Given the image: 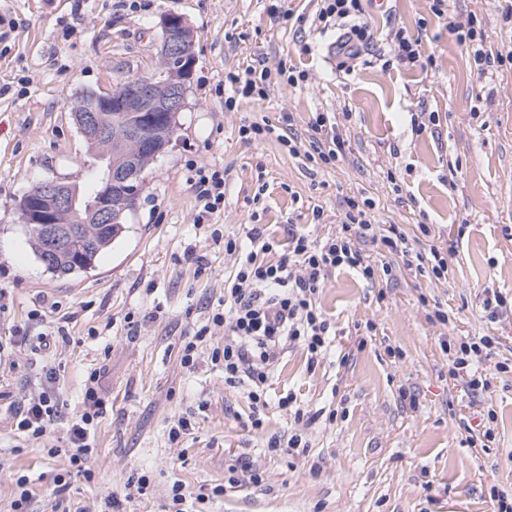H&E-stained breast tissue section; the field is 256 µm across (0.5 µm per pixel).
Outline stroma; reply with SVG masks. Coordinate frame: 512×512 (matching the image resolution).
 <instances>
[{"mask_svg":"<svg viewBox=\"0 0 512 512\" xmlns=\"http://www.w3.org/2000/svg\"><path fill=\"white\" fill-rule=\"evenodd\" d=\"M6 5L21 26L0 55V85L22 75L30 83L23 95L0 97V290L9 301L0 336L25 330L38 314L42 331L62 325L69 340L48 348L34 335L0 358V512H8L20 475L40 512L53 476L66 467L42 448L17 447L10 428L13 405L46 366L55 368L69 410L79 408L94 369L108 401L94 435L95 478L72 481L71 512H96L141 468L154 474L153 493L128 508L156 512L173 481L223 484L244 455L262 471V485L226 487L210 512H494V492L512 495V371L473 398L462 381L449 380L440 346L444 336L495 333L505 339L499 359H512V316L491 324L482 309L485 290H512V67L477 77L448 31L449 22L474 14L492 46L512 43V25L490 0H448L442 19L432 0H374L366 16L373 53H389L390 31L404 27L419 34L422 55L436 64L386 70L376 62L349 74L337 71L328 51L335 29L310 23L316 0H154L138 14L116 10L113 0ZM168 12L186 18L196 52L173 142L148 170L126 234L93 270L53 277L28 245L17 201L42 179L89 178L88 145L71 117L76 99L153 72ZM304 43L311 53H301ZM258 60L309 78L295 87L276 79L267 99L226 108L225 73ZM424 110L439 116L434 131L412 122ZM319 112L351 115L343 129L350 152L327 167L304 164L276 137L247 142L238 134L249 118L278 127L290 114L303 128ZM214 165L228 171L224 209L199 225L193 176ZM258 193L260 212L252 202ZM363 194L374 198L380 223L405 226L415 249L448 251V276L435 284L400 266L369 283L332 272L319 296L335 330L330 351L311 365L301 347L287 349L267 383L273 394L294 391L313 422L300 429L271 407L260 414L262 428L252 429L247 400L225 387L207 355L192 369L180 363L184 341L206 323L231 271L213 236L257 222L280 240L291 222L319 239L335 233L342 197ZM316 207L324 212L318 224ZM435 301L451 324L430 322ZM129 313L140 319L133 336ZM484 407L497 413L495 439L473 448L467 427ZM180 415L193 430L174 445L170 421ZM297 431L306 454L269 452L271 439Z\"/></svg>","mask_w":512,"mask_h":512,"instance_id":"stroma-1","label":"stroma"}]
</instances>
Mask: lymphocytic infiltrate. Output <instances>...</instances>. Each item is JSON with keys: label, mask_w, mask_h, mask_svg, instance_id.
<instances>
[{"label": "lymphocytic infiltrate", "mask_w": 512, "mask_h": 512, "mask_svg": "<svg viewBox=\"0 0 512 512\" xmlns=\"http://www.w3.org/2000/svg\"><path fill=\"white\" fill-rule=\"evenodd\" d=\"M368 0H317L315 20L323 27L335 28L333 43L336 69L352 72L364 61L372 47L374 35L365 22ZM456 41L465 47L472 69L477 76L488 74L493 64H512V46L495 49L488 45L482 24L476 16L466 22L448 25ZM271 74L264 67L249 65L230 72L224 83L232 90L226 105H235L237 97L266 99ZM277 135L289 154L304 155L309 162L329 165L344 159L347 141L335 117L317 113L309 121L306 136L296 131L278 133L276 126L265 120H247L239 128L241 139L262 140ZM227 171L223 168L198 169L194 180L197 214L196 223H211L224 208ZM345 211L337 223L335 234L315 240L289 225L288 250L279 259H272L275 244L265 238L260 225L248 227L244 236L224 239V253L233 261V271L224 281V295L218 300L207 324L185 342L180 363L195 366L198 347L223 330L224 342L212 348L211 363L221 365L224 385L244 390L252 411L268 406L267 381L272 365L290 346L307 350L310 360H317L329 345L331 324L317 305L318 295L328 276L339 269L356 271L363 279L375 278V268L367 260L363 245L370 242L388 255L400 259L405 267L416 269L435 280L444 279L448 261L437 248L419 252L411 248L406 232L396 224L382 225L376 218L374 199L349 196L344 200ZM498 336L451 337L441 341L448 351V376L464 379L472 394L489 391L495 373L506 372L500 362L495 372H487L485 363L500 349ZM99 371L90 372L84 383L81 406L66 412L58 392V377L51 368H44L36 388L12 410V425L24 443L37 444L52 430L63 429L62 445L47 449L49 457L64 458L65 473L53 479L50 508L57 512L70 490L72 478L92 481L95 472L94 430L106 411L101 395ZM227 485L188 487L174 481L168 489L161 512H206L209 504L223 496L225 487H243L262 483L263 474L249 458H241L229 469Z\"/></svg>", "instance_id": "1"}]
</instances>
